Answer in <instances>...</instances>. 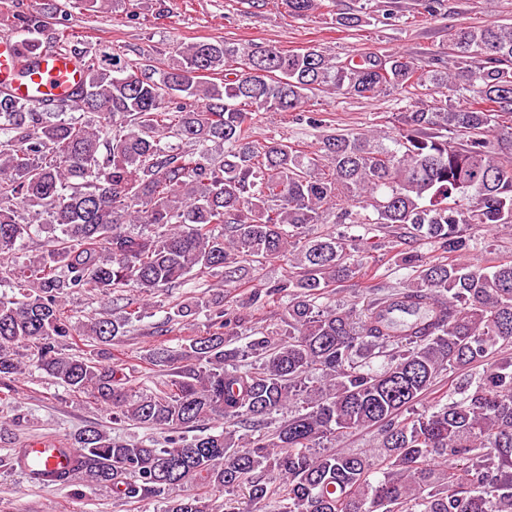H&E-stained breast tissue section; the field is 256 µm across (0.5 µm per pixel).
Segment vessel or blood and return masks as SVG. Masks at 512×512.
I'll use <instances>...</instances> for the list:
<instances>
[{
	"label": "vessel or blood",
	"mask_w": 512,
	"mask_h": 512,
	"mask_svg": "<svg viewBox=\"0 0 512 512\" xmlns=\"http://www.w3.org/2000/svg\"><path fill=\"white\" fill-rule=\"evenodd\" d=\"M17 42L9 35H0V91L31 102L58 98L72 92L84 78L83 63L77 56L48 48L34 59L24 81H17L15 61ZM30 462H45L52 467H63L67 457L56 443L37 439L27 450Z\"/></svg>",
	"instance_id": "1"
}]
</instances>
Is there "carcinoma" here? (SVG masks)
Wrapping results in <instances>:
<instances>
[{
	"label": "carcinoma",
	"mask_w": 512,
	"mask_h": 512,
	"mask_svg": "<svg viewBox=\"0 0 512 512\" xmlns=\"http://www.w3.org/2000/svg\"><path fill=\"white\" fill-rule=\"evenodd\" d=\"M284 2L300 16L323 0ZM450 47L448 65L422 66L400 52L334 62L314 47L226 40L142 62L75 46L85 80L68 96L34 104L0 93V281L14 289L0 296V380L33 365L92 395L113 422L158 434L145 443L85 429L67 468L37 466L45 477L154 498L163 512H209L216 491L230 494L222 512H512V259L467 258L469 226L512 225V125L497 132L512 119V24L457 29ZM461 77L474 102L411 105L392 148L331 131L301 150L258 142L247 125L286 112L322 129L307 109L313 90L445 97ZM331 215L429 240L448 259L400 249L394 264L412 279L360 306L333 305V286L361 262L351 236L310 234ZM37 223L51 240L22 262ZM274 261L290 272L265 295L288 306L249 329V365L224 342L245 320L222 308L206 335L150 354L149 389H130L135 369L103 364L102 348L69 352L79 340L121 339L142 298L189 276L219 269L233 287ZM124 288L136 296L120 316L82 324L62 300ZM205 305L174 302L166 320L184 324ZM444 376L448 398L415 412ZM367 429L378 431L367 451L323 446ZM243 488L244 508L231 497Z\"/></svg>",
	"instance_id": "carcinoma-1"
}]
</instances>
